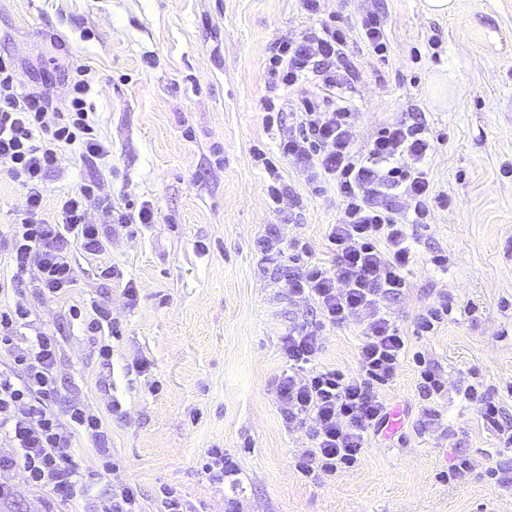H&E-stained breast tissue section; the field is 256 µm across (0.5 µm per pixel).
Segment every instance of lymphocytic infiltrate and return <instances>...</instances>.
<instances>
[{
  "mask_svg": "<svg viewBox=\"0 0 512 512\" xmlns=\"http://www.w3.org/2000/svg\"><path fill=\"white\" fill-rule=\"evenodd\" d=\"M298 2L321 22L275 42L263 108L282 112L281 91L295 96L293 122L280 131L279 152L304 173L312 194L334 186L342 215L327 227L332 265L313 261L307 245L283 244L273 232L258 246L289 296L320 314L318 325L285 337L282 351L290 370L278 381L277 400L284 419L304 429L311 443L300 470L333 476L354 467L371 437L388 425L391 409L381 390L395 380L409 342L386 302L406 286L403 272L414 260L410 224L423 223L431 206H447L448 197L434 192L423 169L436 147L422 124L381 123L360 146L354 137L357 115L339 101L350 79L340 62L352 35L360 34L374 53L387 48L380 17L366 14L355 32L322 20L323 0ZM88 75L87 66L76 67L71 90L57 106L41 92L23 90L13 60L0 55V173L26 191L21 217L0 229V263L16 274L0 279V435L9 441L0 450V473L23 479L19 485L0 482V506L27 490L75 504L77 512H141L138 489L130 484L89 496L77 461L79 443L85 438L96 444L105 459L101 477L111 479L117 465L109 459L106 421L78 400L65 414L55 412L61 399L57 338L15 298L16 279L23 275L45 299L68 295L79 277L75 251L102 256L112 245L113 226L154 221L149 202L136 209L114 206L94 175L60 196L51 217L41 215L46 181L58 171L62 151L75 152L93 171L111 154L87 102ZM403 198L413 205L408 222L400 215ZM353 319L363 336L356 370L314 368L323 327Z\"/></svg>",
  "mask_w": 512,
  "mask_h": 512,
  "instance_id": "lymphocytic-infiltrate-1",
  "label": "lymphocytic infiltrate"
}]
</instances>
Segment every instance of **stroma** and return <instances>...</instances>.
Instances as JSON below:
<instances>
[{
  "instance_id": "stroma-1",
  "label": "stroma",
  "mask_w": 512,
  "mask_h": 512,
  "mask_svg": "<svg viewBox=\"0 0 512 512\" xmlns=\"http://www.w3.org/2000/svg\"><path fill=\"white\" fill-rule=\"evenodd\" d=\"M421 3L325 0L324 10L352 23L372 9L386 24L384 54L356 36L347 51L355 79L341 95L362 114L358 141L384 118L423 121L438 141L424 169L448 205L413 226L415 259L388 307L445 390L422 400L418 368L405 359L383 390L397 426L372 437L354 468L307 477L296 464L309 441L281 415L276 385L288 370L284 337L316 314L289 298L257 241L273 229L331 259L324 233L339 216L336 196L312 194L280 158L262 108L271 44L314 18L296 0H0V54L24 87L65 97L66 65H88L112 146L104 190L119 207L154 206L153 224L113 231L105 260L117 278L101 279L78 251L70 300L21 285L33 318L57 333L63 396L104 414L119 477L138 486L143 512H163L166 491L185 512H512V494L486 474L496 465L512 475L500 434L512 429V0H457L444 17ZM256 148L289 189L280 205L269 202ZM60 166L63 177L47 181L48 214L89 174L68 151ZM288 210L298 223H283ZM443 296L447 321L414 335L419 314ZM73 303L111 307L121 330L111 367L71 319ZM361 341L356 324L325 328L319 365L354 370ZM469 384L479 399L463 398ZM484 396L498 425L482 418ZM114 399L122 410L112 414ZM215 447L233 469L220 485L201 469ZM461 458L471 471L449 480Z\"/></svg>"
}]
</instances>
